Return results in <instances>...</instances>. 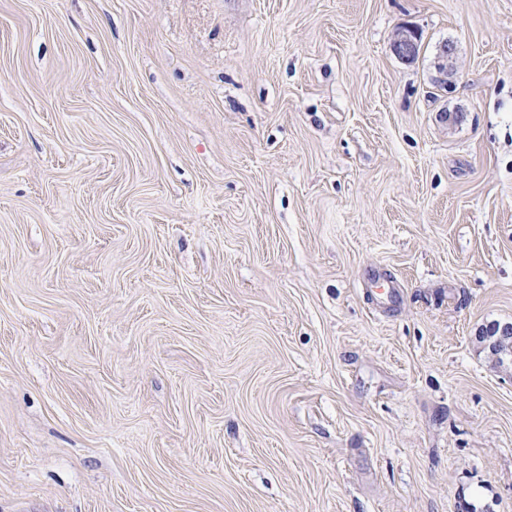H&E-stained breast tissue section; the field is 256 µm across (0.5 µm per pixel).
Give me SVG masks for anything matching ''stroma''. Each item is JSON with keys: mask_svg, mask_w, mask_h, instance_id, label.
Wrapping results in <instances>:
<instances>
[{"mask_svg": "<svg viewBox=\"0 0 512 512\" xmlns=\"http://www.w3.org/2000/svg\"><path fill=\"white\" fill-rule=\"evenodd\" d=\"M505 323L512 0H0V512H512Z\"/></svg>", "mask_w": 512, "mask_h": 512, "instance_id": "obj_1", "label": "stroma"}]
</instances>
